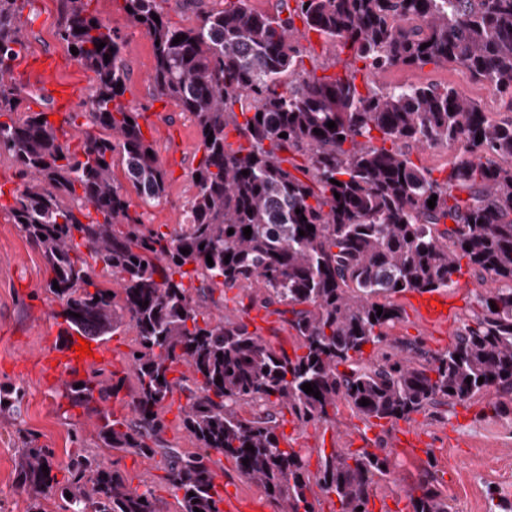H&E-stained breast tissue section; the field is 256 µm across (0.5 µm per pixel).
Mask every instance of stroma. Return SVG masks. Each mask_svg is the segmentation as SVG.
Returning <instances> with one entry per match:
<instances>
[{
	"mask_svg": "<svg viewBox=\"0 0 512 512\" xmlns=\"http://www.w3.org/2000/svg\"><path fill=\"white\" fill-rule=\"evenodd\" d=\"M123 0H91L90 10L103 19L121 40L127 71L126 99L154 110L156 120L147 128L169 171L165 198L154 205H140L142 220L153 229L172 232L186 221V204L194 192L188 171L194 167L193 151L198 142L189 113L174 102L156 105L149 76L154 67L151 39L133 26L122 9ZM23 14L30 24L28 50L14 70L19 85L30 94L33 110L49 109L52 100L45 91L35 63L54 64V76L62 83L86 92L94 75L72 59L58 31L63 22L62 0H31ZM378 84L422 85L441 82L460 86L481 107L500 118L512 112V101L500 97L491 87L464 81L457 67L444 64L421 69L394 68L377 79ZM17 168L8 156H0V385H13L24 392L18 418H0V512H27L28 495L16 480L22 441L19 431L35 433L37 443L53 452L54 473L64 479L72 457L104 453L115 462L132 486H149L160 500L162 512H180L174 493L168 488L161 463L124 452L101 451L95 420L86 417L64 419L57 407L54 387L36 372H23V365L37 361L40 350L59 344V325L53 318L58 304L45 293V262L40 249L12 224L3 207L12 201L20 186ZM479 404L450 408L445 417L413 415L397 421L385 436L392 452V472L373 487L375 508L389 503L390 512H412L409 489L434 474L437 487L451 512H506L512 505V411L479 417ZM362 422L346 405H339L332 424L304 427L286 423L285 433L293 435L298 447L317 454L319 449L362 447Z\"/></svg>",
	"mask_w": 512,
	"mask_h": 512,
	"instance_id": "35a3bbf8",
	"label": "stroma"
}]
</instances>
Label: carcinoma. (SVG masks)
<instances>
[{
    "instance_id": "cac0c4a2",
    "label": "carcinoma",
    "mask_w": 512,
    "mask_h": 512,
    "mask_svg": "<svg viewBox=\"0 0 512 512\" xmlns=\"http://www.w3.org/2000/svg\"><path fill=\"white\" fill-rule=\"evenodd\" d=\"M29 2L0 0V154L23 179L0 209L43 254L45 290L66 324L60 335L102 340L125 326L136 333L127 415L105 408L127 377L114 372L104 381L101 369L65 384L63 414L80 408L96 418L104 448L160 457L165 480L181 494L180 512H223L231 482H217L213 451L234 461L239 479L258 483L278 512H316L315 486L336 495L339 512H371L374 477L388 476L391 461L386 449L372 450L387 430L372 438L367 430L483 396L494 413L508 410L512 116L493 118L458 86L379 87L371 78L453 63L465 80L512 100V0H280L273 15L248 0H224L221 9L194 0L191 27L170 21L167 0H123L133 24L159 42L149 77L154 100L175 102L198 129L188 223L171 233L143 224L112 177L118 160L139 202L166 195L169 173L142 129L144 108L124 100L125 43L90 11V0H64L58 36L76 48L73 59L94 84L83 111L64 113L56 125L24 105L27 94L14 81L28 50ZM311 32L351 52L344 73L305 66ZM178 35L185 40L175 44ZM229 127L243 139L236 149ZM70 130L81 135L77 149ZM413 147L448 149L454 160L436 176L411 160ZM94 263L116 278L121 302ZM464 268L481 280L479 312L452 346L432 353L421 339L391 336L406 316L395 296L454 288ZM235 288L257 289L250 307L278 316L302 353L275 349L243 321L215 318L209 306ZM365 345L382 356L364 357ZM305 383L321 398L304 392ZM177 391L186 398L180 425L201 452L183 453L164 439V410ZM22 399L20 388L0 387V416L20 415ZM340 401L363 422L365 447L322 448L313 472L310 456L281 431L285 414L300 426L330 423ZM243 403L258 410L244 417ZM23 444L18 480L31 491L28 512H45L42 500L55 490L70 512H159L153 490L132 486L101 457L72 459L61 483L42 471L53 469L52 452L32 437ZM436 482L430 473L420 494H409L412 512H450Z\"/></svg>"
}]
</instances>
